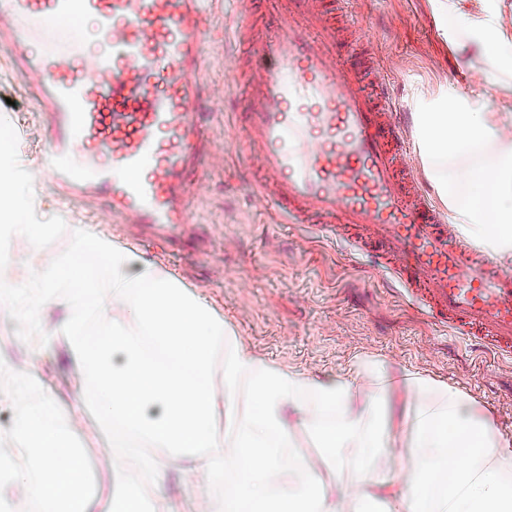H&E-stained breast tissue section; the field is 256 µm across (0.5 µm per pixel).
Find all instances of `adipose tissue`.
Segmentation results:
<instances>
[{
  "mask_svg": "<svg viewBox=\"0 0 512 512\" xmlns=\"http://www.w3.org/2000/svg\"><path fill=\"white\" fill-rule=\"evenodd\" d=\"M439 12L465 31L477 61L473 78L512 98V39L496 23L492 0L484 21L437 0ZM421 154L453 223L500 256L512 258V119H502L490 101L452 91L418 104ZM498 148L489 165L450 168L451 159ZM34 201L26 184L0 165V248L16 261L0 264V310L29 323L37 336L67 340L77 367L95 365L102 419L124 425L165 460L122 449L115 468L137 473L161 470L183 456L185 471L213 480L232 473L236 489L224 512H376L371 483L389 473L397 450L371 410L355 405L352 381L317 382L268 365L236 340L213 308L153 264L136 260L120 243L108 251L112 287L98 292L84 271L64 264L47 245L50 225L29 216ZM97 295V318L106 327L94 344L81 335V301ZM68 312L51 314L58 302ZM224 345L220 389L207 385L216 343ZM414 408L409 451L399 481L404 492L392 512H512V444L502 441L488 415L478 413L458 390L408 376ZM249 394L251 411L236 413ZM234 417L236 434L224 438L212 419L217 408ZM297 409L317 447L352 485L325 498L309 462L292 451L283 413Z\"/></svg>",
  "mask_w": 512,
  "mask_h": 512,
  "instance_id": "1",
  "label": "adipose tissue"
}]
</instances>
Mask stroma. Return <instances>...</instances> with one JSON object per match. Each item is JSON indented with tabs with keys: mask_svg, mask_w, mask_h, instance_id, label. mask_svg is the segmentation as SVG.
Masks as SVG:
<instances>
[{
	"mask_svg": "<svg viewBox=\"0 0 512 512\" xmlns=\"http://www.w3.org/2000/svg\"><path fill=\"white\" fill-rule=\"evenodd\" d=\"M240 7V0H214L202 44L201 78L222 87L224 107L208 121L217 151L204 166L206 188L184 200L191 219L185 241L172 248L152 239L144 225L103 222L102 206L90 199L72 203L74 222L98 238L122 242L191 287L265 363L333 382L352 377L357 359L370 357L390 377L389 393L378 405L386 418L401 421L409 409L404 377L414 374L463 392L512 443V361L472 351L350 240L322 225L287 223L255 199L254 169L235 147L240 114L233 103L242 90L232 81L237 46L230 22ZM353 19L391 82L398 112L413 114L419 97L450 87L494 98L491 87L461 82L468 56L460 46L467 35L438 16L435 0H356ZM38 94L0 51V142L11 144L10 166L36 168L46 155ZM19 129L26 138L13 140ZM50 245L99 288H111L112 266L100 252L74 251L70 232L61 229ZM0 359L30 374L70 416L69 428L90 461L127 442V435L100 421L97 398L86 394L92 371L75 369L63 338L36 343L24 323L0 314ZM226 488L202 477L184 481L175 468L160 484L148 474L140 479L146 512H190L197 499L206 500L210 512H224Z\"/></svg>",
	"mask_w": 512,
	"mask_h": 512,
	"instance_id": "35a3bbf8",
	"label": "stroma"
}]
</instances>
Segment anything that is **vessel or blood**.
I'll return each instance as SVG.
<instances>
[{"mask_svg": "<svg viewBox=\"0 0 512 512\" xmlns=\"http://www.w3.org/2000/svg\"><path fill=\"white\" fill-rule=\"evenodd\" d=\"M264 2L233 27L238 144L258 195L291 223L352 234L454 333L512 358V272L424 190L386 75L346 22L354 0ZM210 16L211 0H0V50L40 91L45 176L124 224L187 223L214 151L207 117L224 106L200 78Z\"/></svg>", "mask_w": 512, "mask_h": 512, "instance_id": "vessel-or-blood-1", "label": "vessel or blood"}]
</instances>
